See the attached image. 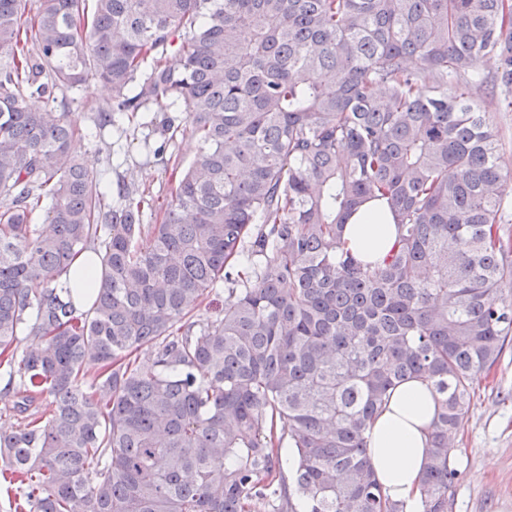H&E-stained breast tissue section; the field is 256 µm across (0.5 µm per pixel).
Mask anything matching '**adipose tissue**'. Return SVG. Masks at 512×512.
Returning <instances> with one entry per match:
<instances>
[{
	"mask_svg": "<svg viewBox=\"0 0 512 512\" xmlns=\"http://www.w3.org/2000/svg\"><path fill=\"white\" fill-rule=\"evenodd\" d=\"M347 248L359 260H382L397 239L391 215L380 202L366 203L345 227ZM436 402L425 379L398 385L368 433V448L376 477L386 494L405 502L408 512H419L420 481L428 447V433Z\"/></svg>",
	"mask_w": 512,
	"mask_h": 512,
	"instance_id": "adipose-tissue-1",
	"label": "adipose tissue"
}]
</instances>
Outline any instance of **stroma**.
I'll return each instance as SVG.
<instances>
[{
    "instance_id": "1",
    "label": "stroma",
    "mask_w": 512,
    "mask_h": 512,
    "mask_svg": "<svg viewBox=\"0 0 512 512\" xmlns=\"http://www.w3.org/2000/svg\"><path fill=\"white\" fill-rule=\"evenodd\" d=\"M70 97L69 110L83 129L72 144L74 154L90 169L106 170L109 181L122 176L158 201L171 200L176 188L172 172L188 168L197 151L196 140L177 136L158 159L144 145V130L125 137L113 132L108 140L115 154L106 158L88 116L92 107L111 100V89L91 80ZM452 456L461 473L454 512H512V342L476 383Z\"/></svg>"
}]
</instances>
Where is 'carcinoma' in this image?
I'll list each match as a JSON object with an SVG mask.
<instances>
[{
	"instance_id": "1",
	"label": "carcinoma",
	"mask_w": 512,
	"mask_h": 512,
	"mask_svg": "<svg viewBox=\"0 0 512 512\" xmlns=\"http://www.w3.org/2000/svg\"><path fill=\"white\" fill-rule=\"evenodd\" d=\"M27 4L0 0L15 512H406L367 432L415 375L438 402L421 512H453L452 438L512 336V175L487 112H512V0ZM90 79L112 87L98 137L136 118L155 156L169 133L197 139L156 224L135 183L71 152L59 98ZM370 200L398 241L363 263L343 230ZM86 250L102 272L80 310L67 273ZM221 282L224 305L194 317Z\"/></svg>"
}]
</instances>
